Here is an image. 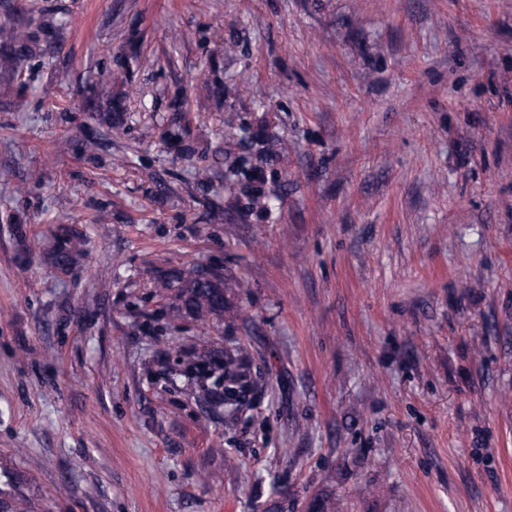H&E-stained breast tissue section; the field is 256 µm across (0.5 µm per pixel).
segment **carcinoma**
I'll return each mask as SVG.
<instances>
[{
    "label": "carcinoma",
    "instance_id": "carcinoma-1",
    "mask_svg": "<svg viewBox=\"0 0 512 512\" xmlns=\"http://www.w3.org/2000/svg\"><path fill=\"white\" fill-rule=\"evenodd\" d=\"M34 37L28 28L11 20L0 22V49L18 63L32 52ZM117 104L101 119L117 137L124 133V121ZM235 148L224 150V191L234 197L245 213L265 218L274 211L276 193L266 187L267 181L279 176L288 164V143L263 125L246 123L229 135ZM80 231L61 226L50 253L52 263L61 270L75 265L80 255ZM157 287L174 291L175 301L164 309L159 319L168 324L185 317L206 323L224 319L227 305L224 278L204 276L193 266L186 271H173L158 280ZM172 369L192 384L189 396L208 414L226 421L252 405L259 375L250 349L242 344L224 348L186 342L172 363Z\"/></svg>",
    "mask_w": 512,
    "mask_h": 512
}]
</instances>
